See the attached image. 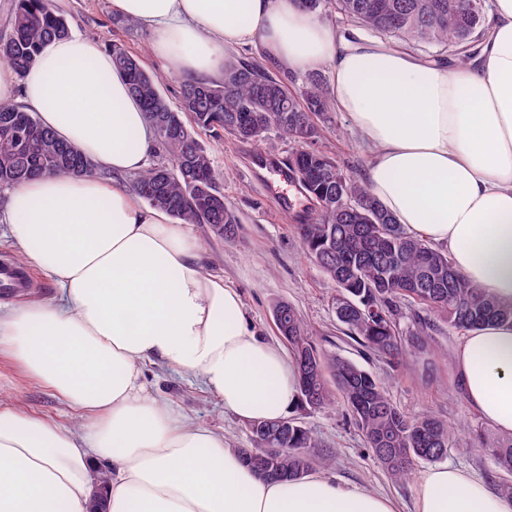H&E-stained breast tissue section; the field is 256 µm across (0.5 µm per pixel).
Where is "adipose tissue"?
<instances>
[{"mask_svg":"<svg viewBox=\"0 0 512 512\" xmlns=\"http://www.w3.org/2000/svg\"><path fill=\"white\" fill-rule=\"evenodd\" d=\"M112 10L150 30L153 54L186 80L220 77L255 45L293 73L329 67L337 109L372 152L374 196L512 303V0H491L478 55L451 68L336 33L298 0ZM18 99L101 174L37 177L0 203L25 263L57 286L0 310V354L81 412L69 427L0 398V512H88L103 464L108 512H395L321 473L264 478L223 434L145 391L143 366L158 362L199 376L242 421L277 420L299 401L292 357L257 335L237 289L201 270L187 225L114 182L145 168L155 131L111 53L74 33L47 41L23 78L0 68V103ZM454 365L467 404L512 434V323L467 334ZM414 512H512V498L445 466L419 480Z\"/></svg>","mask_w":512,"mask_h":512,"instance_id":"obj_1","label":"adipose tissue"}]
</instances>
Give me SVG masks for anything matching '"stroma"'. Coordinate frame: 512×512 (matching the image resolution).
<instances>
[{"label": "stroma", "instance_id": "stroma-1", "mask_svg": "<svg viewBox=\"0 0 512 512\" xmlns=\"http://www.w3.org/2000/svg\"><path fill=\"white\" fill-rule=\"evenodd\" d=\"M64 14L72 32L81 34L101 48L121 43L143 57L149 69L163 75L161 90L170 102H177L182 79L168 70L164 61L149 52L151 35L142 28L128 31L114 21L111 0H52ZM200 140L214 165L224 173V201L241 218L237 236L230 241L212 233L209 225L193 224L189 232L200 249L204 272L223 276L237 288L259 336L275 343L279 335L272 307L280 301L292 305L301 317L310 340L318 349L352 360L375 374L385 385L393 403L414 413L429 409L439 413L458 430L461 441L481 434L484 447L462 453L449 451L446 464L478 473L495 484L497 469L492 446L512 438L498 432L473 412L465 402L458 383L453 352L461 334L449 331L441 315H434L435 329L426 349L395 364L364 353L348 338L332 306L336 287L305 253L295 231V215L306 207L299 190H282L275 170L289 150L288 143L276 141L274 149L244 146L231 136L215 138L201 134ZM314 148L333 152L340 165L358 179H365L369 153L355 134L346 113L333 111L323 124ZM147 393L166 400L190 420L223 433L232 447L250 448L254 442L249 425L225 412L219 400L197 378L176 375L160 365L144 369ZM0 394L11 397L22 408L63 425H74L78 412L50 389L26 378L8 358L0 355ZM296 417L320 442L316 455H329V474L393 500L399 512H412L414 481L401 482L375 463L370 448L352 424L342 403L306 412Z\"/></svg>", "mask_w": 512, "mask_h": 512}]
</instances>
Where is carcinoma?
Instances as JSON below:
<instances>
[{"instance_id": "carcinoma-1", "label": "carcinoma", "mask_w": 512, "mask_h": 512, "mask_svg": "<svg viewBox=\"0 0 512 512\" xmlns=\"http://www.w3.org/2000/svg\"><path fill=\"white\" fill-rule=\"evenodd\" d=\"M315 14L393 36L405 44L448 50L450 66L474 54L488 26L489 0H300ZM71 33L68 19L51 0H14L8 26L0 31V66L22 77L41 45ZM113 63L128 78L131 94L148 121L168 134L155 139L154 160L130 176L132 190L148 206L181 224H208L220 239L238 232L237 213L224 204V173L217 169L198 136L228 133L238 141L263 145L270 131L291 144L284 164L308 202L296 224L298 238L324 276L335 284L336 319L369 353L397 363L426 348L434 323L418 319L409 339L400 334L399 301L445 318L448 330L469 332L512 321V304L469 282L448 253L412 236L372 195L367 183L345 172L325 151H306L319 134L316 119L333 105L329 80L321 71L302 78L290 91L281 75L259 58L232 57L224 77L183 82L179 105L162 95L160 76L119 44ZM94 176L95 165L60 141L36 111L0 103V196L39 175ZM280 337L291 348L304 409L319 410L341 398L374 458L394 478L410 477L418 462L435 463L460 447L458 432L439 414L402 412L386 389L357 363L321 353L310 342L295 309L280 302L273 309ZM253 448H241L243 461L271 480L303 478L317 464L310 429L295 418L251 424ZM500 471L512 475V442L492 449Z\"/></svg>"}]
</instances>
